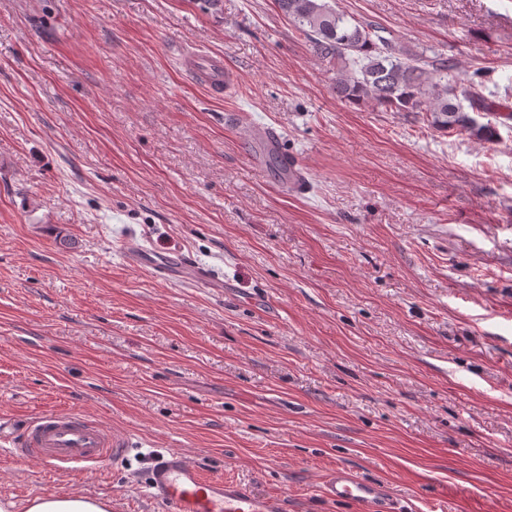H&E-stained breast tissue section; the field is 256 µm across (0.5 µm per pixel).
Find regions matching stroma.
<instances>
[{"label":"stroma","mask_w":512,"mask_h":512,"mask_svg":"<svg viewBox=\"0 0 512 512\" xmlns=\"http://www.w3.org/2000/svg\"><path fill=\"white\" fill-rule=\"evenodd\" d=\"M336 7L512 106V0ZM193 49L223 59V97L182 68ZM494 124L338 100L274 0H0V417L74 408L125 441L79 472L0 453V505L161 512L146 476L177 448L288 512H353L319 494L339 465L395 512H512V120ZM143 246L224 285L128 265ZM107 503L81 495L38 496L26 508V512H107Z\"/></svg>","instance_id":"stroma-1"}]
</instances>
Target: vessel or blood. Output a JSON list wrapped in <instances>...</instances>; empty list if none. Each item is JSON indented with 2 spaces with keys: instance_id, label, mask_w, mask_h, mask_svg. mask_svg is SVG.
I'll use <instances>...</instances> for the list:
<instances>
[{
  "instance_id": "1",
  "label": "vessel or blood",
  "mask_w": 512,
  "mask_h": 512,
  "mask_svg": "<svg viewBox=\"0 0 512 512\" xmlns=\"http://www.w3.org/2000/svg\"><path fill=\"white\" fill-rule=\"evenodd\" d=\"M185 67L209 91L222 93L232 78L223 61L189 54ZM130 263L163 278L188 270L196 282L210 284L209 272L187 257L159 256L139 248L128 253ZM0 441L18 442L19 452L49 470L97 467L123 453L125 443L110 429L81 413L46 411L14 433L10 420H0ZM148 493L164 512H284L276 494L257 493L234 480L208 476L182 451L171 449L158 455L146 482ZM322 497L349 503L362 512H390L380 486L357 476L351 469L332 471L320 488Z\"/></svg>"
}]
</instances>
